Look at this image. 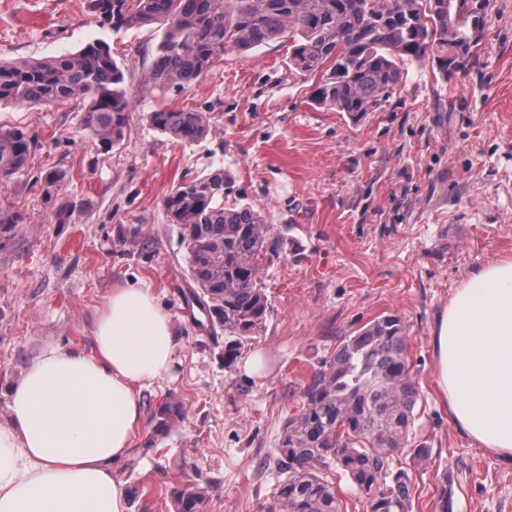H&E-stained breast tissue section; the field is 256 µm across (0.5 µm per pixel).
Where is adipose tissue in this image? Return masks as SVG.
<instances>
[{"label":"adipose tissue","instance_id":"ef3b65f1","mask_svg":"<svg viewBox=\"0 0 512 512\" xmlns=\"http://www.w3.org/2000/svg\"><path fill=\"white\" fill-rule=\"evenodd\" d=\"M435 384L449 421L512 460V256L472 269L432 327ZM177 347L152 288L116 283L91 348L45 344L22 369L0 421V512H129L114 466L130 457L143 393Z\"/></svg>","mask_w":512,"mask_h":512}]
</instances>
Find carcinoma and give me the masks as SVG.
<instances>
[{"label":"carcinoma","instance_id":"carcinoma-1","mask_svg":"<svg viewBox=\"0 0 512 512\" xmlns=\"http://www.w3.org/2000/svg\"><path fill=\"white\" fill-rule=\"evenodd\" d=\"M87 0L115 33L161 31L145 92L184 89L226 49L246 54L271 42L290 43L288 69L324 71L312 105L344 112L356 122L374 111L402 81V66L438 54L448 75V51L466 49L483 24L487 0ZM82 103L83 121L103 149L125 137L133 107L124 66L97 40L76 52L41 61L0 60V103ZM150 124L185 144L209 137L206 112L161 109ZM34 142L21 129L0 128V187L24 173ZM67 173L43 176L47 197ZM231 175L217 170L182 181L163 199L177 226L199 305L210 325L238 345L263 326L268 300L259 257L274 249L263 216L248 203L229 201ZM28 223L19 210L0 207V250ZM418 385L407 356L400 317L386 315L345 337L303 387L300 410L285 422L276 464L285 478L267 512H343L328 472L341 470L365 499V512H412V469L431 452L414 429ZM198 488L182 489L177 512H200Z\"/></svg>","mask_w":512,"mask_h":512}]
</instances>
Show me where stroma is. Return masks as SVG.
Returning a JSON list of instances; mask_svg holds the SVG:
<instances>
[{
    "mask_svg": "<svg viewBox=\"0 0 512 512\" xmlns=\"http://www.w3.org/2000/svg\"><path fill=\"white\" fill-rule=\"evenodd\" d=\"M102 39L134 101L126 135L98 149L75 102L0 105V126L35 142L28 172L0 205L29 218L0 251V420L6 390L48 343L90 346L116 282L154 288L179 346L171 376L144 393L135 453L116 464L131 512H174L186 485L201 512H263L282 480L274 457L314 369L342 338L399 316L421 398L415 427L431 442L413 474V512H437L451 479L454 512H512V463L448 420L434 387L431 329L474 267L512 256V0H489L480 39L458 69L406 65L361 121L314 108L316 77L293 75L274 42L223 60L185 90L140 92L160 36L112 32L86 0H0V59L42 60ZM210 113L214 133L188 145L147 119L161 108ZM224 169L276 242L260 260L267 317L230 351L195 300L185 249L162 201L173 186ZM66 171L46 199L45 172ZM262 353L260 372L244 368Z\"/></svg>",
    "mask_w": 512,
    "mask_h": 512,
    "instance_id": "obj_1",
    "label": "stroma"
}]
</instances>
